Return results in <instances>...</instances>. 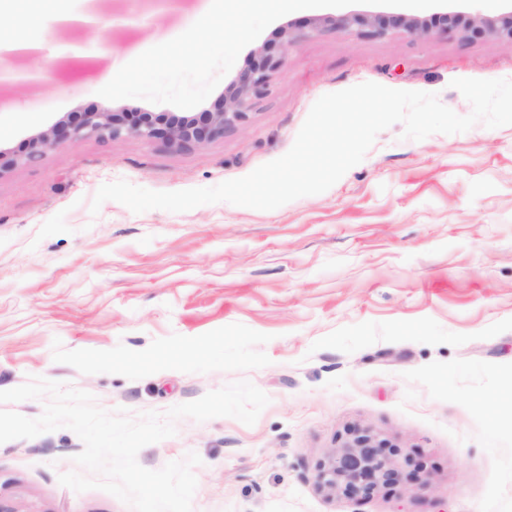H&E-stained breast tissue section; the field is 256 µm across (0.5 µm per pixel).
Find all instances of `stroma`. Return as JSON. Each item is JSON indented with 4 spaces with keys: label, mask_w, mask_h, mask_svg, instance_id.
Wrapping results in <instances>:
<instances>
[{
    "label": "stroma",
    "mask_w": 512,
    "mask_h": 512,
    "mask_svg": "<svg viewBox=\"0 0 512 512\" xmlns=\"http://www.w3.org/2000/svg\"><path fill=\"white\" fill-rule=\"evenodd\" d=\"M94 3L97 29L41 31L87 62L31 57L22 67L50 69L45 85L0 84V391L43 377L136 415L251 382L270 399L255 424L184 417L138 454L151 470L199 455L192 512H512V125L417 141L394 124L327 191L274 210H90L120 179L179 191L246 176L290 150L322 95L361 83L469 114L452 80L512 79V42L330 24L386 6L300 10L239 54L237 73L254 47L279 50L280 28L298 37L222 137L90 133L28 162L33 137L69 113L158 109L98 91L211 0ZM356 428L421 462L416 481L320 489L319 464ZM83 448L66 428L0 444V512H131L59 483Z\"/></svg>",
    "instance_id": "obj_1"
}]
</instances>
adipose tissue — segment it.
Instances as JSON below:
<instances>
[{"label": "adipose tissue", "mask_w": 512, "mask_h": 512, "mask_svg": "<svg viewBox=\"0 0 512 512\" xmlns=\"http://www.w3.org/2000/svg\"><path fill=\"white\" fill-rule=\"evenodd\" d=\"M9 16L11 23L0 26V50L7 53L39 55L44 50L42 42L34 39L32 30L51 21L54 25L79 24L94 27L97 16L71 4L70 0H0V16Z\"/></svg>", "instance_id": "adipose-tissue-1"}]
</instances>
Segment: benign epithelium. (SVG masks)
I'll list each match as a JSON object with an SVG mask.
<instances>
[{
    "instance_id": "benign-epithelium-1",
    "label": "benign epithelium",
    "mask_w": 512,
    "mask_h": 512,
    "mask_svg": "<svg viewBox=\"0 0 512 512\" xmlns=\"http://www.w3.org/2000/svg\"><path fill=\"white\" fill-rule=\"evenodd\" d=\"M389 22L416 35H426L433 27L441 25L466 39L497 34L512 42V10L495 16L445 13L430 21L408 15H397L389 21L360 15H343L334 20L340 28L357 25L372 35L384 33ZM282 62V57L267 51L264 46L254 51L248 68L236 76L209 112L191 115L111 112L107 109L75 112L50 131L33 138L28 160H36L44 150L56 145L74 143L88 131L107 133L112 137L125 134L146 140L164 139L177 146L204 145L224 134L226 128L245 120L249 99L264 93L268 73ZM398 455V449L372 431L355 429L344 447L334 450L320 463L318 486L330 494L369 496L382 486L409 484L415 480L416 472H403Z\"/></svg>"
}]
</instances>
